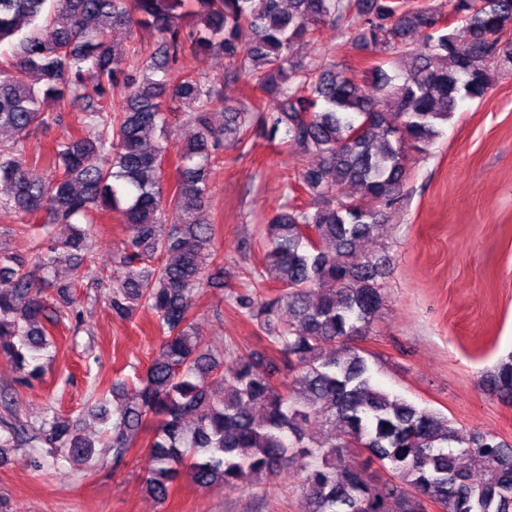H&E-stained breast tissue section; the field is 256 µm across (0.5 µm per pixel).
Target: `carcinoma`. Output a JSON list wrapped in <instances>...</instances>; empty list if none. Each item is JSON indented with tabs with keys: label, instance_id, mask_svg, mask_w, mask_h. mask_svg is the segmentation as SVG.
Wrapping results in <instances>:
<instances>
[{
	"label": "carcinoma",
	"instance_id": "1",
	"mask_svg": "<svg viewBox=\"0 0 512 512\" xmlns=\"http://www.w3.org/2000/svg\"><path fill=\"white\" fill-rule=\"evenodd\" d=\"M469 32L467 49L439 28L443 9ZM357 32L383 57L367 93L357 76L326 55L308 61L294 46L319 42L320 27ZM512 0H0V210L45 215L43 242L19 228L29 262L1 254L0 358L42 381L53 321L40 286L55 287L70 308L77 288L105 290L112 317L146 307L161 334L157 356L136 381L112 383V401L91 407L104 425L97 444L49 410L37 429L4 425L3 449L35 440L49 453L85 464L100 455L121 464L144 432L148 497L161 505L187 476L199 487L229 489L269 479L298 464L303 512H512V446L467 431L373 384L374 360L358 341L386 296L376 264L358 243L375 238L408 179L405 147L425 153L459 102L481 99L501 66L512 64ZM150 31L149 53L121 58L111 37ZM424 34L421 44L408 40ZM219 52L224 73L201 79L176 68L186 51ZM249 78L262 99L230 105L224 81ZM120 98L119 107L111 100ZM48 98L58 114L42 111ZM182 110L191 129L169 154L167 112ZM224 110V125L209 115ZM78 114L76 132L57 142L47 178L31 175L25 142L61 113ZM317 159L287 184L307 207L281 208L269 220L256 289L238 298L268 344L294 373L203 338L194 309L215 261V230L200 219L219 151L243 149L253 134ZM175 180L164 183L165 168ZM346 183L358 197L339 196ZM127 225L112 268L96 265L85 230L92 214ZM73 252L66 271L59 255ZM512 401V355L490 378ZM335 431L327 442L314 426ZM367 454L391 480L346 462ZM478 457L484 477H471Z\"/></svg>",
	"mask_w": 512,
	"mask_h": 512
}]
</instances>
